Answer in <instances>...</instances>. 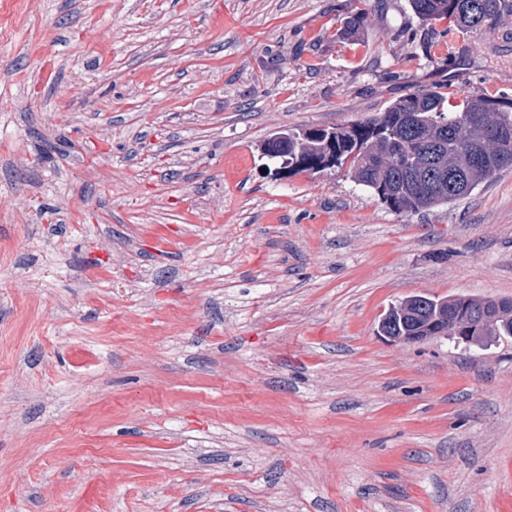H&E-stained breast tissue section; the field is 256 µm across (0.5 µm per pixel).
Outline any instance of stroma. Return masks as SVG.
<instances>
[{"mask_svg":"<svg viewBox=\"0 0 512 512\" xmlns=\"http://www.w3.org/2000/svg\"><path fill=\"white\" fill-rule=\"evenodd\" d=\"M352 8L0 0V512H512V339L377 334L512 299V169L407 215L261 151L445 79L512 98V0ZM417 18L426 25L453 19L457 31L493 23L502 10V0H410Z\"/></svg>","mask_w":512,"mask_h":512,"instance_id":"obj_1","label":"stroma"}]
</instances>
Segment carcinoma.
<instances>
[{"label":"carcinoma","instance_id":"obj_1","mask_svg":"<svg viewBox=\"0 0 512 512\" xmlns=\"http://www.w3.org/2000/svg\"><path fill=\"white\" fill-rule=\"evenodd\" d=\"M426 25L451 19L459 31L496 20L502 0H410ZM263 156L288 174L317 167H349L355 181L390 209L413 214L445 206L470 194L499 171L512 167V101L496 96L450 100L447 86H416L366 122L349 126L288 131L268 139ZM480 154L485 163L475 164ZM384 324L395 336L408 323L399 306ZM486 340L512 338V315L484 325Z\"/></svg>","mask_w":512,"mask_h":512}]
</instances>
